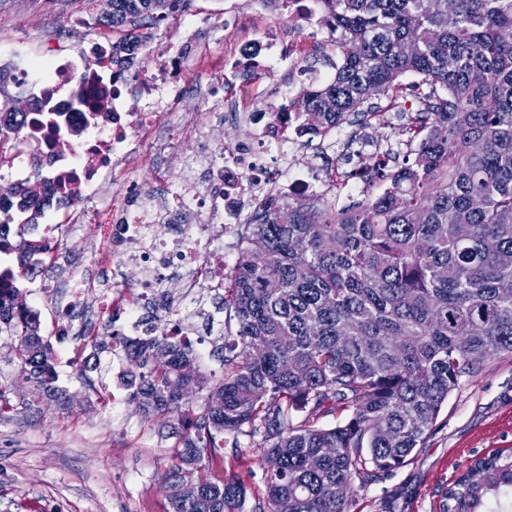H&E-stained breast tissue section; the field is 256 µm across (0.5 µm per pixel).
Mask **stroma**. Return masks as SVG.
<instances>
[{"label": "stroma", "instance_id": "35a3bbf8", "mask_svg": "<svg viewBox=\"0 0 512 512\" xmlns=\"http://www.w3.org/2000/svg\"><path fill=\"white\" fill-rule=\"evenodd\" d=\"M100 9L99 0H0V51L18 41L44 54L59 47L79 51L98 27H72L68 20L78 13L97 15ZM180 78L188 86L182 112L223 104L228 94L268 107L281 82L279 71L264 70L250 86L237 88L223 83L216 66L203 76L185 65ZM171 123L174 143L164 164H157L154 152L143 151L131 181L152 185L159 168L165 182L180 180L185 156L200 144L195 129L179 116ZM114 329L106 319L94 342L55 346L58 383L74 398L68 410L34 403L17 366H0L11 403L0 417V512H168L162 476L176 462L180 428L177 422L139 414L120 381L128 364L110 351ZM78 351L100 364L91 374L92 384L78 375L73 363ZM507 448H512V357L502 355L463 379L424 447L415 449L404 467L354 484L352 512H439L448 486L473 459ZM213 472L238 474L248 497L264 491L262 456L247 439L225 445L224 463Z\"/></svg>", "mask_w": 512, "mask_h": 512}]
</instances>
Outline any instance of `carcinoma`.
<instances>
[{
  "instance_id": "obj_1",
  "label": "carcinoma",
  "mask_w": 512,
  "mask_h": 512,
  "mask_svg": "<svg viewBox=\"0 0 512 512\" xmlns=\"http://www.w3.org/2000/svg\"><path fill=\"white\" fill-rule=\"evenodd\" d=\"M340 63L329 84L303 93V129L397 108L399 78L423 87L412 126L418 148L386 150L361 173L378 194L336 207L324 199L273 202L246 225L239 276L224 308V375L203 374L166 336L125 346L124 384L145 418L202 410L164 475L170 512H245L244 483L216 478L204 456L224 439L262 449L265 491L251 512H351L355 480L399 469L423 447L461 380L512 355V0H315ZM189 0H106L97 21L115 32L158 28ZM129 39L112 43L122 65ZM0 106V136L32 109ZM0 223V254L18 269L52 241ZM0 336L39 400L65 404L39 314L20 288L0 294ZM347 417L331 426L320 421ZM512 498V452L474 461L440 512H498Z\"/></svg>"
}]
</instances>
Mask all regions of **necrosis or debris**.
Wrapping results in <instances>:
<instances>
[{
    "label": "necrosis or debris",
    "instance_id": "obj_1",
    "mask_svg": "<svg viewBox=\"0 0 512 512\" xmlns=\"http://www.w3.org/2000/svg\"><path fill=\"white\" fill-rule=\"evenodd\" d=\"M267 11L266 0H252L247 11H225L226 78L240 86L268 64L279 65L277 106L262 108L239 97L226 109L184 113V121L199 122L206 147L192 156L187 182L169 189L163 202L153 189L127 183L126 174L143 150L162 155L168 148L158 132L183 93L175 72L180 47L171 46L164 65L132 83L118 75L112 38L104 31L76 54L61 50L44 58L20 44L0 53V66L10 69L36 105L34 120L0 137V184L6 187L0 220L29 211L38 238L61 234L70 224L99 225L111 245L96 252V262L141 270L137 284L98 290L83 276L82 252H74L62 286L68 316L58 323V336L91 335L99 320L118 310L124 337L143 340L162 332L187 343L195 357H206L212 331L199 323L213 312L187 309L183 299L204 292L219 298L232 287L243 245L239 224L273 199L313 190L336 197L368 191L344 164L320 165L317 149L298 141L297 113L282 109L294 100L299 82L316 86L324 79L312 63L326 46L313 9L302 5L289 12L287 27L251 33V20ZM229 114L251 129L250 139L232 150L210 138L211 128ZM103 179L117 186L109 206L94 203ZM175 272L181 294L164 297Z\"/></svg>",
    "mask_w": 512,
    "mask_h": 512
}]
</instances>
